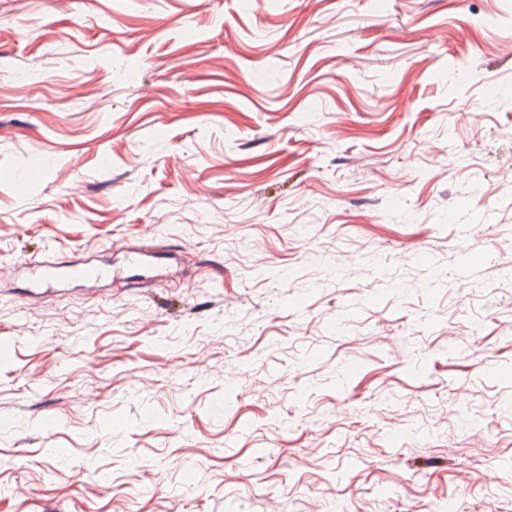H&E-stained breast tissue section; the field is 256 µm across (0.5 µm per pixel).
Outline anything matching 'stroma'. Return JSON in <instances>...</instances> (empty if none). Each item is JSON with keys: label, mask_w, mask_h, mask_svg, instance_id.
<instances>
[{"label": "stroma", "mask_w": 512, "mask_h": 512, "mask_svg": "<svg viewBox=\"0 0 512 512\" xmlns=\"http://www.w3.org/2000/svg\"><path fill=\"white\" fill-rule=\"evenodd\" d=\"M1 84L0 512H512V0H0ZM36 263L39 262H33L30 260H21L18 262V265L25 266V267H49V268H64V270L61 273H52L49 274L46 278V285L47 288H52L53 283H56L57 281L61 279H69L71 281L82 283L85 286L88 287H94L98 283H100L103 279L110 277L111 281H120L125 284H130L131 279L134 276L127 275L125 276L122 271H113L112 273L108 270H105L101 267L92 265L90 263H73L70 265L60 266V267H53L50 265H47L46 263H39L44 265H37Z\"/></svg>", "instance_id": "obj_1"}]
</instances>
